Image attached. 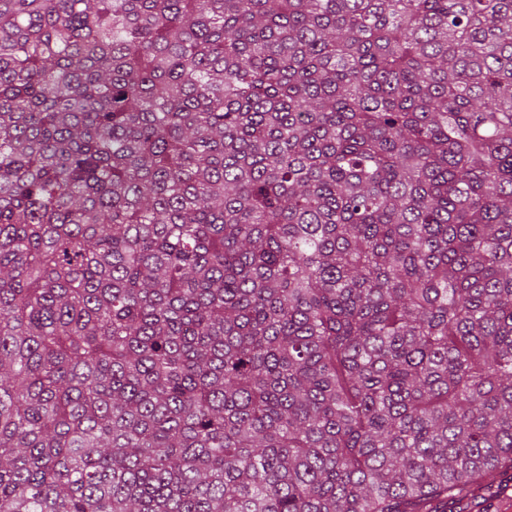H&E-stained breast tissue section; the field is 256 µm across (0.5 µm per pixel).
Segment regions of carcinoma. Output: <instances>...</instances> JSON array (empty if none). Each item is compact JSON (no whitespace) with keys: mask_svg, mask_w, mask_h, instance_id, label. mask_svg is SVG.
I'll return each instance as SVG.
<instances>
[{"mask_svg":"<svg viewBox=\"0 0 512 512\" xmlns=\"http://www.w3.org/2000/svg\"><path fill=\"white\" fill-rule=\"evenodd\" d=\"M509 471L512 0H0V512Z\"/></svg>","mask_w":512,"mask_h":512,"instance_id":"obj_1","label":"carcinoma"}]
</instances>
